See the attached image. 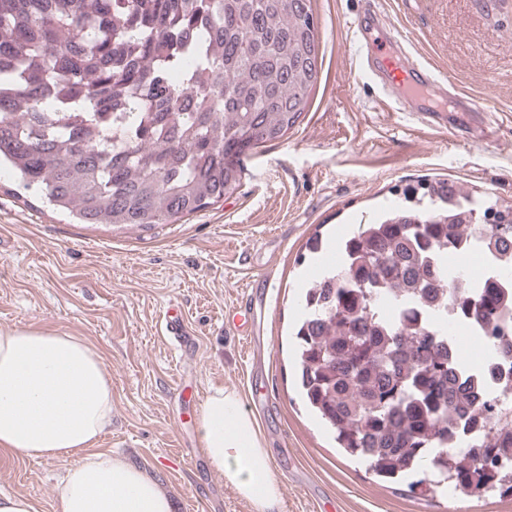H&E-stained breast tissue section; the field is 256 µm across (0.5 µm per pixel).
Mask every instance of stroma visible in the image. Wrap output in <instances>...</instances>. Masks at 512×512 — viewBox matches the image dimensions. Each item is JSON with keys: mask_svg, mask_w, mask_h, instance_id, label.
Here are the masks:
<instances>
[{"mask_svg": "<svg viewBox=\"0 0 512 512\" xmlns=\"http://www.w3.org/2000/svg\"><path fill=\"white\" fill-rule=\"evenodd\" d=\"M413 54L478 109L391 112L361 78L349 23L363 0H313L324 57L309 106L280 140L244 161L237 193L173 224H74L17 188L0 168V330L23 325L83 337L112 380V425L98 441L148 470L176 512H251L201 460V393L244 391L250 375L272 411L260 431L279 481L278 512H512L496 493H411L336 448L296 389L292 327L320 277L312 237L340 242L380 217L418 180L445 179L512 200V0H375ZM267 277L265 346L251 362L225 330L245 283ZM182 311L200 349L165 342L159 321ZM63 461L0 454V495L54 512Z\"/></svg>", "mask_w": 512, "mask_h": 512, "instance_id": "stroma-1", "label": "stroma"}]
</instances>
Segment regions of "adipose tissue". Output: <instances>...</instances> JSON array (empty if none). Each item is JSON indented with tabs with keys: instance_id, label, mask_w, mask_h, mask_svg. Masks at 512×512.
I'll return each instance as SVG.
<instances>
[{
	"instance_id": "adipose-tissue-1",
	"label": "adipose tissue",
	"mask_w": 512,
	"mask_h": 512,
	"mask_svg": "<svg viewBox=\"0 0 512 512\" xmlns=\"http://www.w3.org/2000/svg\"><path fill=\"white\" fill-rule=\"evenodd\" d=\"M112 420V384L82 337L31 326L0 332V453L65 460L56 512H173L157 478L96 450ZM201 447L251 512H274L280 487L255 421L234 390L212 388L199 415Z\"/></svg>"
}]
</instances>
